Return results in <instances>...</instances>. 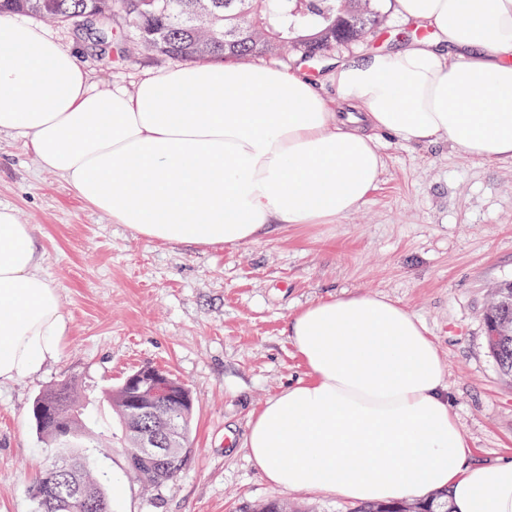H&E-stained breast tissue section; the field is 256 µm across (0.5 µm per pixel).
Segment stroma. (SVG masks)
<instances>
[{"label":"stroma","instance_id":"obj_1","mask_svg":"<svg viewBox=\"0 0 512 512\" xmlns=\"http://www.w3.org/2000/svg\"><path fill=\"white\" fill-rule=\"evenodd\" d=\"M379 0L370 36L336 46L357 58L406 41L411 26ZM44 29L74 51L91 85L133 88L171 60L129 50L112 17V44L71 25ZM384 166L366 202L338 224L276 228L238 247L151 240L90 208L43 171L26 141L0 135V206L36 227L43 271L57 287L68 332L57 361L34 378L0 384V512H34L30 491L45 450L31 421L40 392L78 379L112 433L101 467L119 474L112 512H243L271 500L315 512H352L333 496L269 483L244 451L253 417L306 374L288 336L304 307L343 294L379 295L415 315L443 363L448 401L477 462L512 457V379L485 342L493 289L512 283V158L487 162L447 137L404 144L380 137ZM153 366L191 389L184 465L158 488L127 471L119 421L101 394Z\"/></svg>","mask_w":512,"mask_h":512}]
</instances>
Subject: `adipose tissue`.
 Instances as JSON below:
<instances>
[{"instance_id":"obj_1","label":"adipose tissue","mask_w":512,"mask_h":512,"mask_svg":"<svg viewBox=\"0 0 512 512\" xmlns=\"http://www.w3.org/2000/svg\"><path fill=\"white\" fill-rule=\"evenodd\" d=\"M429 29L396 49L327 61L337 99L300 69L197 61L134 89L92 87L39 26L0 17V134L136 235L236 247L273 226L336 224L377 182V134L447 137L512 158V0H395ZM34 225L0 207V382L59 358L68 324ZM288 334L305 380L269 400L245 441L271 484L351 502L444 491L452 512H512V458L476 463L423 324L380 296L303 308Z\"/></svg>"}]
</instances>
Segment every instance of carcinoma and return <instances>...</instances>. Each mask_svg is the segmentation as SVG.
<instances>
[{
	"mask_svg": "<svg viewBox=\"0 0 512 512\" xmlns=\"http://www.w3.org/2000/svg\"><path fill=\"white\" fill-rule=\"evenodd\" d=\"M377 0H118L132 30L134 40L152 51L184 62L227 61L247 56L292 55L294 64H308L311 56H325L337 42L362 38L381 22ZM98 6L96 28L102 36H112V3L109 0H0V13L30 15L76 24L86 7ZM209 9L208 26L191 29L179 15ZM512 319V286L501 288V300L486 315V346L503 376L512 377V335H499V322ZM106 398L125 432L127 458L138 451L133 423L126 422L124 386L106 392ZM55 405L49 420L34 421L48 455L35 488H40L47 472L55 473L56 494L69 499V486L79 484L84 495L101 503L110 512V499L96 452L97 436L89 434L87 418L75 419L68 404L86 400L75 380H66L38 395ZM164 423L179 428L185 442L191 424L190 412L183 408L159 410ZM175 466L169 471L136 468L134 472L152 485L172 480L183 465L186 448L169 449Z\"/></svg>",
	"mask_w": 512,
	"mask_h": 512,
	"instance_id": "cac0c4a2",
	"label": "carcinoma"
}]
</instances>
